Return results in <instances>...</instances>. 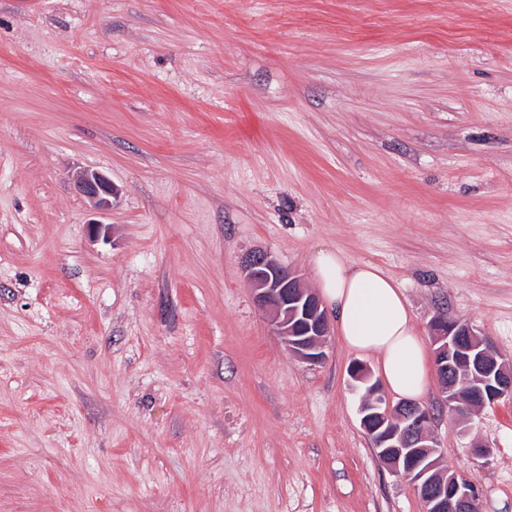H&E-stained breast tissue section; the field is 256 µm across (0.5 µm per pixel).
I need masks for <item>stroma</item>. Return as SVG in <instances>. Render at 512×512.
<instances>
[{"mask_svg": "<svg viewBox=\"0 0 512 512\" xmlns=\"http://www.w3.org/2000/svg\"><path fill=\"white\" fill-rule=\"evenodd\" d=\"M322 248L512 360V0H0V512H425L245 281ZM421 403L512 512V400ZM74 186L99 212L109 211L112 208V199L117 195L112 180L99 171H78L74 176Z\"/></svg>", "mask_w": 512, "mask_h": 512, "instance_id": "stroma-1", "label": "stroma"}]
</instances>
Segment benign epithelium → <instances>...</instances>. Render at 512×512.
I'll return each mask as SVG.
<instances>
[{"instance_id":"benign-epithelium-1","label":"benign epithelium","mask_w":512,"mask_h":512,"mask_svg":"<svg viewBox=\"0 0 512 512\" xmlns=\"http://www.w3.org/2000/svg\"><path fill=\"white\" fill-rule=\"evenodd\" d=\"M74 186L97 211L112 209L117 190L105 174L79 171ZM242 264L255 301L270 313L273 329L289 353L306 362H321L330 321L320 297L304 288L294 272L266 251L248 253ZM431 330L438 345L435 354L440 357L444 402L458 414L460 422H467L476 407L512 399V363L497 356L470 325L443 323L437 316ZM351 377L366 385L359 408L360 425L370 436L377 457L413 484L425 500L427 512H471L477 489L457 472L438 468L437 444L427 433L430 410L411 400L390 404L362 366L353 367ZM463 380L469 386L468 401L457 392Z\"/></svg>"}]
</instances>
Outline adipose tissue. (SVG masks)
<instances>
[{"label": "adipose tissue", "mask_w": 512, "mask_h": 512, "mask_svg": "<svg viewBox=\"0 0 512 512\" xmlns=\"http://www.w3.org/2000/svg\"><path fill=\"white\" fill-rule=\"evenodd\" d=\"M311 264L342 343L377 358L392 394L406 400L422 397L429 384V361L400 285L380 267L349 263L332 248L315 252Z\"/></svg>", "instance_id": "adipose-tissue-1"}]
</instances>
